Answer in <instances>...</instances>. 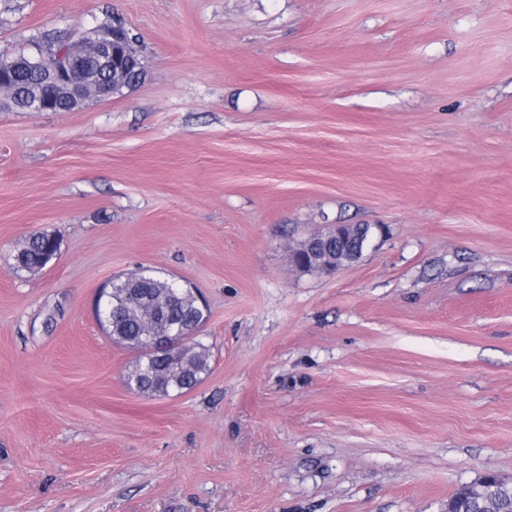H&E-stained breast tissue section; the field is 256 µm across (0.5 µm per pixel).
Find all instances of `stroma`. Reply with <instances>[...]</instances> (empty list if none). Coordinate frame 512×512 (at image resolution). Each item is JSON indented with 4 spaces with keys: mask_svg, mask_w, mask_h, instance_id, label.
<instances>
[{
    "mask_svg": "<svg viewBox=\"0 0 512 512\" xmlns=\"http://www.w3.org/2000/svg\"><path fill=\"white\" fill-rule=\"evenodd\" d=\"M115 19L138 84L0 109V512H448L512 482V0H0V54ZM336 224L383 232L298 268ZM140 267L208 304L188 393L130 390L95 319ZM59 246V241L54 234L42 233L32 239V244L27 252L18 254L15 267L18 270H26L30 265L39 261L42 255L54 248V243ZM27 271V270H26ZM126 281H111L100 288L95 307L104 331L112 333V311L119 305V300L126 296Z\"/></svg>",
    "mask_w": 512,
    "mask_h": 512,
    "instance_id": "stroma-1",
    "label": "stroma"
}]
</instances>
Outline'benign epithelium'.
<instances>
[{
    "instance_id": "obj_1",
    "label": "benign epithelium",
    "mask_w": 512,
    "mask_h": 512,
    "mask_svg": "<svg viewBox=\"0 0 512 512\" xmlns=\"http://www.w3.org/2000/svg\"><path fill=\"white\" fill-rule=\"evenodd\" d=\"M133 39L117 31L94 40H77L55 49L46 58L28 52H19L0 64V94L13 98L16 86L32 72L42 71L45 81L53 86L51 94L39 96L31 103H21L26 112H73L92 99L104 100L112 96L118 86L133 85L143 76L136 61ZM126 281H111L100 288L95 307L104 331L112 326V311L126 296ZM204 323L188 326L168 322L160 336L147 330L141 336V345L153 358L171 365L191 347Z\"/></svg>"
}]
</instances>
